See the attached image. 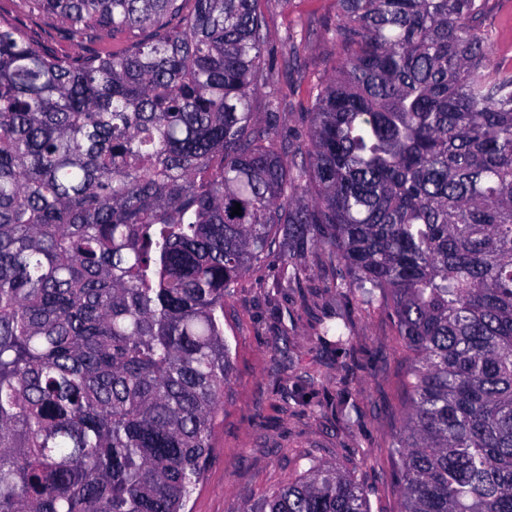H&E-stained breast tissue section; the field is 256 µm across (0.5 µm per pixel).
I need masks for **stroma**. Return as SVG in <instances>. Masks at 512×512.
I'll return each instance as SVG.
<instances>
[{
    "label": "stroma",
    "instance_id": "35a3bbf8",
    "mask_svg": "<svg viewBox=\"0 0 512 512\" xmlns=\"http://www.w3.org/2000/svg\"><path fill=\"white\" fill-rule=\"evenodd\" d=\"M270 40L261 59L268 76L254 99L280 101L277 139L297 148L307 140L314 86L336 65L329 34L336 0H261ZM302 34L298 53L286 36ZM272 254L235 287L224 306V336L233 378L224 389L212 452L190 512H239L320 462L349 474L367 492L372 512H396L400 480L389 449L405 418L402 378L409 355L391 316L337 292L335 268L304 259L300 285L278 283ZM348 325L341 346L319 334L320 323Z\"/></svg>",
    "mask_w": 512,
    "mask_h": 512
}]
</instances>
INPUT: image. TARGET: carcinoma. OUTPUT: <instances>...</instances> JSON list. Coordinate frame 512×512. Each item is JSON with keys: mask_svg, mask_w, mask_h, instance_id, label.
<instances>
[{"mask_svg": "<svg viewBox=\"0 0 512 512\" xmlns=\"http://www.w3.org/2000/svg\"><path fill=\"white\" fill-rule=\"evenodd\" d=\"M258 2L0 8V512H187L224 299L284 247V280L323 256L413 354L399 512H512V66L488 0H338L289 156L277 100L252 109ZM240 512L370 508L314 463Z\"/></svg>", "mask_w": 512, "mask_h": 512, "instance_id": "carcinoma-1", "label": "carcinoma"}]
</instances>
